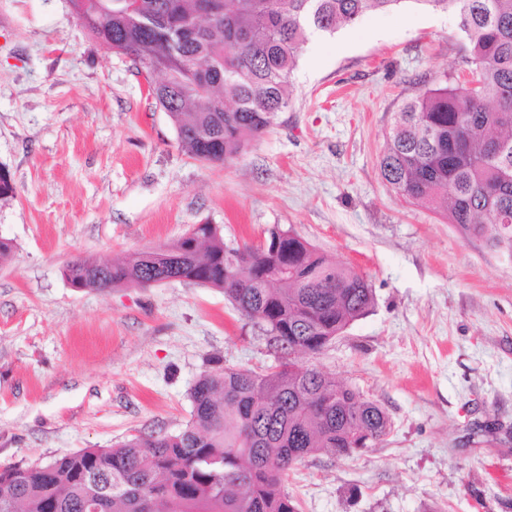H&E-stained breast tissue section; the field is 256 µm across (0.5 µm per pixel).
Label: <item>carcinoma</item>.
Masks as SVG:
<instances>
[{
	"instance_id": "obj_1",
	"label": "carcinoma",
	"mask_w": 512,
	"mask_h": 512,
	"mask_svg": "<svg viewBox=\"0 0 512 512\" xmlns=\"http://www.w3.org/2000/svg\"><path fill=\"white\" fill-rule=\"evenodd\" d=\"M401 0H224L198 20V0H145L148 25L101 18L94 0H68L97 41L135 63L162 65L155 104L181 150L222 165L288 109L291 77L313 30L332 33ZM458 20L466 63L481 67L470 98L459 85L428 88L394 114L380 175L409 203L426 204L467 238L512 252V0H420ZM277 248L233 247L213 224L124 262L76 260L79 290L147 288L161 274L217 288L269 337L277 364L264 372L214 355L189 391L185 428L84 448L44 464L0 469V512H83L109 496L108 512H297L282 488L288 471L329 450L381 441L389 418L377 403L315 367L316 353L374 306L367 279L331 262L291 229L268 230Z\"/></svg>"
}]
</instances>
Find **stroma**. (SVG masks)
<instances>
[{
  "label": "stroma",
  "instance_id": "35a3bbf8",
  "mask_svg": "<svg viewBox=\"0 0 512 512\" xmlns=\"http://www.w3.org/2000/svg\"><path fill=\"white\" fill-rule=\"evenodd\" d=\"M453 13L419 0L310 37L288 111L239 155L203 164L67 0H0V468L45 463L190 418L210 355L256 371L268 338L214 288L83 291L64 266L124 259L217 225L249 245L292 229L362 273L375 304L320 352H298L388 414L373 448L320 452L284 489L300 512H512V253L406 203L378 160L394 112L460 80Z\"/></svg>",
  "mask_w": 512,
  "mask_h": 512
}]
</instances>
